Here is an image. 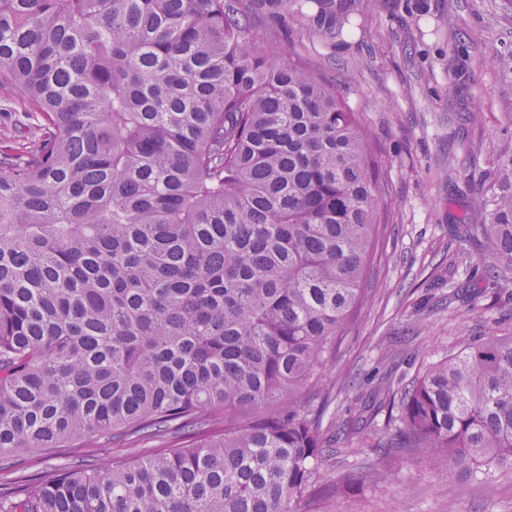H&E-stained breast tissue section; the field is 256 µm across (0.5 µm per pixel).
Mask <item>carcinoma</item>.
Listing matches in <instances>:
<instances>
[{"instance_id":"carcinoma-1","label":"carcinoma","mask_w":512,"mask_h":512,"mask_svg":"<svg viewBox=\"0 0 512 512\" xmlns=\"http://www.w3.org/2000/svg\"><path fill=\"white\" fill-rule=\"evenodd\" d=\"M0 512H332L325 370L365 302L377 160L245 0H0ZM480 224L512 272V152ZM396 438L512 471V335L397 381ZM103 439L149 457L15 458ZM5 97L7 98L6 91L0 89V138L12 133L21 112L28 108L27 104L18 99H12L6 104L7 101L4 102Z\"/></svg>"}]
</instances>
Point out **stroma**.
<instances>
[{
	"label": "stroma",
	"instance_id": "35a3bbf8",
	"mask_svg": "<svg viewBox=\"0 0 512 512\" xmlns=\"http://www.w3.org/2000/svg\"><path fill=\"white\" fill-rule=\"evenodd\" d=\"M256 21L286 52L317 66L345 96L379 161L384 205L372 259L371 298L331 367L325 437L354 424L379 379H397L458 352L488 323L512 335V281L474 304L449 301L454 268L487 251L458 224L480 209L487 175L512 145V74L493 59L512 52V0H260ZM380 411L375 431L339 440L325 471L365 472L373 444L394 430ZM335 512H512V475L480 483L435 468L421 453L383 484L358 482Z\"/></svg>",
	"mask_w": 512,
	"mask_h": 512
}]
</instances>
